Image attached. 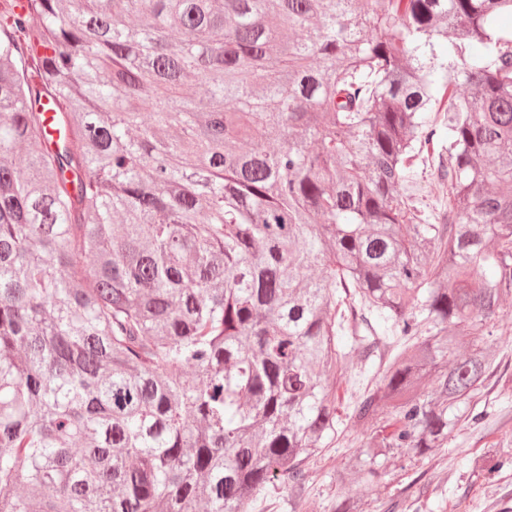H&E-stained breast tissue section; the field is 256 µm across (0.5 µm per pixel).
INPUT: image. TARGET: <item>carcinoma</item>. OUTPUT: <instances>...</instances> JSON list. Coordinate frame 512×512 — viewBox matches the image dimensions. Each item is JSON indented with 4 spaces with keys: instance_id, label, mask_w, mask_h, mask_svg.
I'll return each mask as SVG.
<instances>
[{
    "instance_id": "carcinoma-1",
    "label": "carcinoma",
    "mask_w": 512,
    "mask_h": 512,
    "mask_svg": "<svg viewBox=\"0 0 512 512\" xmlns=\"http://www.w3.org/2000/svg\"><path fill=\"white\" fill-rule=\"evenodd\" d=\"M25 2L0 13V512L300 504L344 337L358 477L444 447L512 298V0ZM418 174L413 185V193L416 200L426 205L425 208L427 211H437L441 208L442 201L440 197L430 190L428 186V177L424 173L425 169L422 172V165L417 169ZM288 486L268 487L249 504L247 512H292Z\"/></svg>"
}]
</instances>
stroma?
<instances>
[{
	"instance_id": "1",
	"label": "stroma",
	"mask_w": 512,
	"mask_h": 512,
	"mask_svg": "<svg viewBox=\"0 0 512 512\" xmlns=\"http://www.w3.org/2000/svg\"><path fill=\"white\" fill-rule=\"evenodd\" d=\"M501 336L497 355L500 365L491 375L474 408L475 423L453 430L445 448L431 457L416 460L392 455L383 460L387 475L370 484L346 477L353 454L358 452L364 431H347L306 465L308 480L302 512H334L341 498L357 499L361 512H403L402 502L416 478L432 473L447 474L448 483L432 482L421 512H482L485 494L499 495L512 506V468L499 473H477L473 467L482 449L475 443L484 433L499 441L501 450L512 454V302H506L499 323Z\"/></svg>"
}]
</instances>
